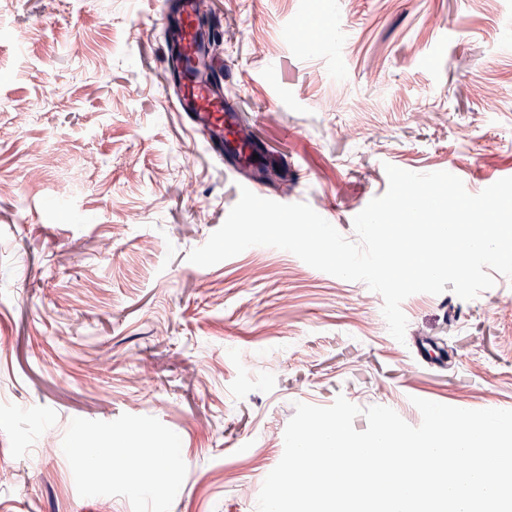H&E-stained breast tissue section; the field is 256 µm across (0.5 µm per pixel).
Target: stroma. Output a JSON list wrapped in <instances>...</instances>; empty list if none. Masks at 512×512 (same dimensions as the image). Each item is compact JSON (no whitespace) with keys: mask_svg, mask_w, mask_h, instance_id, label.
Returning a JSON list of instances; mask_svg holds the SVG:
<instances>
[{"mask_svg":"<svg viewBox=\"0 0 512 512\" xmlns=\"http://www.w3.org/2000/svg\"><path fill=\"white\" fill-rule=\"evenodd\" d=\"M211 9L237 26L229 92L288 181L267 198L351 239L386 165L452 172L472 194L512 177V0ZM159 10L0 0V512H256L296 403L341 395L413 426L416 397L512 409V278L470 301L408 297L401 343L380 294L290 252L188 261L254 174L226 169L174 112ZM301 23L315 48L296 41ZM416 337L446 366L418 358ZM132 421L136 447L182 465L99 484L84 426L109 448Z\"/></svg>","mask_w":512,"mask_h":512,"instance_id":"stroma-1","label":"stroma"}]
</instances>
